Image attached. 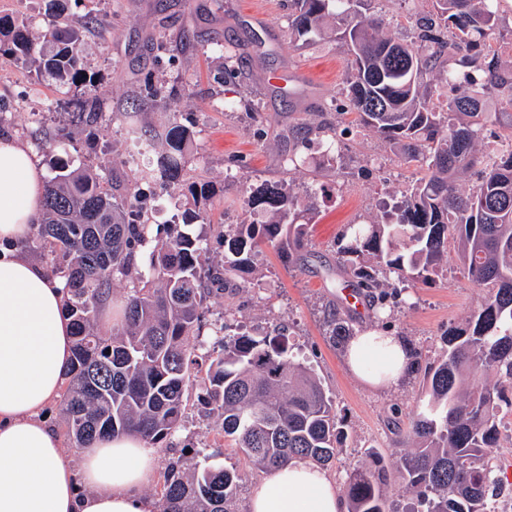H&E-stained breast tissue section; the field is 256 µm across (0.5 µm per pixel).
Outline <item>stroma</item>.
<instances>
[{
  "label": "stroma",
  "mask_w": 512,
  "mask_h": 512,
  "mask_svg": "<svg viewBox=\"0 0 512 512\" xmlns=\"http://www.w3.org/2000/svg\"><path fill=\"white\" fill-rule=\"evenodd\" d=\"M260 6L268 15L264 25L249 20ZM367 8L385 19L384 34L406 41L412 34L401 28L403 16L433 12L432 0H368ZM69 11L81 23L83 64L101 100L95 144H88L85 133L71 123L80 89L59 85L20 62L0 63V111L6 114L0 132L32 147L49 178L55 175L57 157L73 167L107 160L106 183L121 197L136 163L119 112L129 109L133 89L144 77L178 88L167 109L145 107L140 118L146 128L156 129L172 115L192 131L184 175L207 183L208 199L197 204L185 189L154 187L153 223L178 224L184 211L200 209L209 252L220 259L225 225L246 218L242 186L282 180L315 209L311 263L288 266L275 247L265 246L258 258L263 288L212 295L207 319L223 321L229 311L244 329L277 326L299 346L347 425V437L326 468L337 486H344L349 471L369 464L373 455H399L421 396L422 373H410L404 385L392 390L362 387L346 368L343 348L329 343L324 318L335 309L355 329L376 324L373 305L354 315L343 301L336 237L343 225L381 221L383 201L411 188L419 173L353 115L332 110L351 61L335 23H328L323 35L293 39L288 0H70ZM86 17L91 25H83ZM280 71L303 72L309 79L272 81ZM27 106L44 110L45 130L69 127L71 137L60 156L35 147L33 126L23 112ZM333 122L342 147L338 163L327 162L319 147L320 126ZM301 131L310 141L307 163L294 169L288 156ZM478 300V289L451 268L433 284L402 291L388 326L420 352L426 366L444 351L442 332L448 323L464 319ZM197 394V387H190L182 426L172 448L158 449L156 470L144 492H159L170 461L182 449L203 448L213 463L246 473L235 508L248 512L251 489L265 473L224 438Z\"/></svg>",
  "instance_id": "stroma-1"
}]
</instances>
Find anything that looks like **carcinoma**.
<instances>
[{
    "instance_id": "1",
    "label": "carcinoma",
    "mask_w": 512,
    "mask_h": 512,
    "mask_svg": "<svg viewBox=\"0 0 512 512\" xmlns=\"http://www.w3.org/2000/svg\"><path fill=\"white\" fill-rule=\"evenodd\" d=\"M50 2L52 20L38 36L28 24L0 17V60L28 62L62 84L82 86L88 80L73 20L65 0ZM292 2V33L318 35L334 19L348 47L351 69L337 114L356 115L421 171L383 223L343 225L337 254L355 288L381 317L399 286L435 281L451 243L460 273L482 292L469 316L443 334L448 349L425 374L404 451L390 464L376 458L348 474L347 512H394L386 492L392 468L415 499L411 512H490L501 480L484 452L499 442L502 407L512 408V68L489 50L504 41L505 0H433L434 17L413 23L418 52L383 35L384 18L361 12L363 0ZM439 92L446 98L441 111L431 105ZM176 96L148 78L133 91L134 100L152 106ZM489 98L503 111H484ZM77 106L75 117L95 136L99 98ZM121 118L146 159L136 167L132 200L118 201L93 167L59 162L32 240L47 252L49 273L65 280L73 320L61 396L67 441L83 448L103 435L138 434L169 448L189 385L200 379L208 413L256 468L274 470L297 458L329 464L345 436L343 420L288 336L204 321L210 285L246 288L237 279L256 270L262 246H278L290 265L308 258L313 207L284 183L243 188L247 206L271 218L233 225L216 264L202 236L153 226L135 205L140 185L181 182L192 132L171 120L151 135L136 109ZM116 280L132 287L120 325L103 335L95 320ZM325 325L334 342L355 336L335 311ZM201 455V448L182 454L164 473L160 512H235L243 475L203 463Z\"/></svg>"
}]
</instances>
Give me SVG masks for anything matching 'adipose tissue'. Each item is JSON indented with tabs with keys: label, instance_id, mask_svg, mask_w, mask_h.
Here are the masks:
<instances>
[{
	"label": "adipose tissue",
	"instance_id": "1",
	"mask_svg": "<svg viewBox=\"0 0 512 512\" xmlns=\"http://www.w3.org/2000/svg\"><path fill=\"white\" fill-rule=\"evenodd\" d=\"M44 185L30 150L0 136V512H156L143 492L156 467L147 441L104 438L75 451L48 422L73 329L64 281L20 252L40 221ZM411 363V346L379 325L345 353L370 389L399 387ZM248 512H345V503L320 468L295 459L252 489Z\"/></svg>",
	"mask_w": 512,
	"mask_h": 512
}]
</instances>
